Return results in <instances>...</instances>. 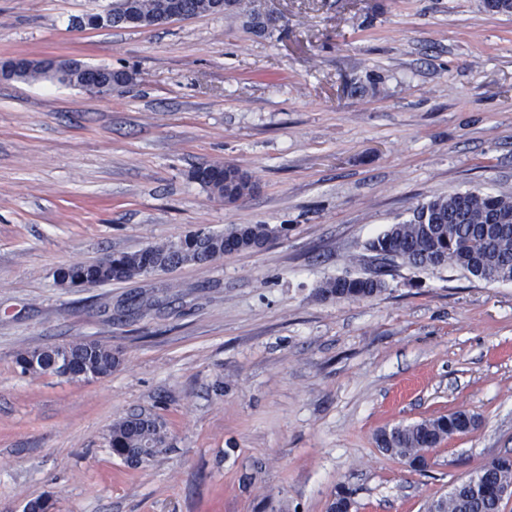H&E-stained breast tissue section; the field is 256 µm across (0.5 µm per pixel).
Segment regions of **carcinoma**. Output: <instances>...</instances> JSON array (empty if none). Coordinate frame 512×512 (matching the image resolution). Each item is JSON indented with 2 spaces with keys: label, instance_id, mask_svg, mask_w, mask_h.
I'll use <instances>...</instances> for the list:
<instances>
[{
  "label": "carcinoma",
  "instance_id": "obj_1",
  "mask_svg": "<svg viewBox=\"0 0 512 512\" xmlns=\"http://www.w3.org/2000/svg\"><path fill=\"white\" fill-rule=\"evenodd\" d=\"M186 17L216 14V0H182ZM168 9V0H125L117 9L107 8L105 14L91 18L107 26L126 25L125 17L133 13L139 27L154 26L155 20ZM86 65L74 59L47 57L22 60L10 78L29 81H52V73L63 71L69 84L87 90L96 96H110L124 84L109 83L96 89L86 84ZM237 165L206 164L196 168L192 179L210 196L226 205L244 198V188L234 182ZM496 214L503 223L504 233L494 244L484 241L482 224ZM276 232L269 224H249L231 227L222 233L197 231L177 243L150 245L134 252L107 255L88 264H73L56 271L55 279L63 284L81 280L94 286L123 282L147 274L158 267L172 271L186 264H204L218 261L226 254L262 246ZM366 250L381 256L380 268L395 265L397 261L422 269L445 266L456 268L471 277H477L474 264L505 269L512 280V196L481 191L455 192L435 196L417 206L412 216L392 224L382 234L369 241ZM384 288V282L373 278L327 279L318 288L324 298L338 301L366 300L375 297ZM63 353L73 380L92 373L100 378L112 374L117 360L112 348L98 342H76L54 345L38 354L25 350L18 355L17 365L24 375L56 376L59 374L56 358ZM474 416L455 412L436 420L395 426L380 433L377 442L386 451L418 465L427 466L429 451L446 438L463 432ZM167 440L165 425L158 419L140 414L124 417L112 425L109 444L112 453L130 467L147 463ZM512 480V456L501 458L495 465L453 485L448 495L437 501L438 512H496L495 488ZM480 484L483 492L475 494L472 483Z\"/></svg>",
  "mask_w": 512,
  "mask_h": 512
}]
</instances>
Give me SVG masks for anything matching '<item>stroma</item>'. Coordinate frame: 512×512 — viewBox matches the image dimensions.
<instances>
[{
    "label": "stroma",
    "mask_w": 512,
    "mask_h": 512,
    "mask_svg": "<svg viewBox=\"0 0 512 512\" xmlns=\"http://www.w3.org/2000/svg\"><path fill=\"white\" fill-rule=\"evenodd\" d=\"M109 0H0V62L48 55L132 73L100 98L0 80V512H426L512 454V282L407 264L373 299L326 279L431 197L512 195V15L483 0H263L274 28L201 15L81 27ZM232 162L235 204L191 179ZM269 224L257 251L62 288L58 268L198 230ZM97 341L108 377L21 374L26 349ZM458 410L476 427L417 471L383 428ZM162 417L131 468L114 422Z\"/></svg>",
    "instance_id": "1"
}]
</instances>
